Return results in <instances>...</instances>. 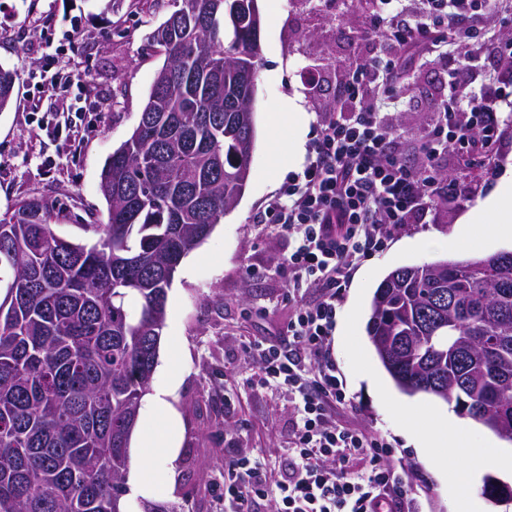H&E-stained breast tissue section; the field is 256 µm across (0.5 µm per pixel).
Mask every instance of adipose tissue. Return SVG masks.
Masks as SVG:
<instances>
[{
    "label": "adipose tissue",
    "instance_id": "adipose-tissue-1",
    "mask_svg": "<svg viewBox=\"0 0 512 512\" xmlns=\"http://www.w3.org/2000/svg\"><path fill=\"white\" fill-rule=\"evenodd\" d=\"M490 219L470 214L464 221L472 231L466 239L457 241L460 250L472 249L476 240L495 234L512 236V173L504 174L497 194L488 205ZM178 382L169 379L158 385L145 398L146 413L158 423L157 436L143 439L129 450L127 482L130 497L148 498L157 488L168 481L172 464L177 455L176 431L179 414L174 406ZM470 430L455 416H447L444 422L434 424L424 444L429 448H450L454 463H462L465 456L466 438Z\"/></svg>",
    "mask_w": 512,
    "mask_h": 512
}]
</instances>
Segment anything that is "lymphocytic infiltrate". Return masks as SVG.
<instances>
[{
	"label": "lymphocytic infiltrate",
	"mask_w": 512,
	"mask_h": 512,
	"mask_svg": "<svg viewBox=\"0 0 512 512\" xmlns=\"http://www.w3.org/2000/svg\"><path fill=\"white\" fill-rule=\"evenodd\" d=\"M400 2L377 0L367 21L369 33L392 41L397 54L345 79L341 92L353 112L322 124L309 162L264 211L293 243L284 259L293 309L287 342L254 341L245 353L257 365L259 385L291 399V456L277 480L260 457L225 460L224 512H255L261 500L274 502L276 512H414L408 482L388 462V439L336 422L337 407L348 403L331 353L336 305L354 268L440 196V156L493 148L504 95L497 87L473 85L469 73L476 57L449 58L451 104L422 146L421 165H407L391 148L369 90L397 92L405 55L449 39L469 41L467 21L489 0H425L416 19L403 18ZM312 288L321 298L309 304L303 296ZM357 461L364 470H354Z\"/></svg>",
	"instance_id": "1"
}]
</instances>
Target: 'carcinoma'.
<instances>
[{"instance_id": "cac0c4a2", "label": "carcinoma", "mask_w": 512, "mask_h": 512, "mask_svg": "<svg viewBox=\"0 0 512 512\" xmlns=\"http://www.w3.org/2000/svg\"><path fill=\"white\" fill-rule=\"evenodd\" d=\"M248 2L182 0L148 36L164 63L103 166L97 243L58 236L36 198L0 220V512H121L167 290L248 180L254 115L239 74L261 61L259 28L241 20ZM14 77L0 67V112ZM446 264L390 272L367 336L401 391L440 388L458 412L512 436V297L495 286L512 283V261L471 288L467 311Z\"/></svg>"}]
</instances>
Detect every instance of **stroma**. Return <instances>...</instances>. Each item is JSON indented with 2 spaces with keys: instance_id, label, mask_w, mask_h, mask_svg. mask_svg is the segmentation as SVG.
Here are the masks:
<instances>
[{
  "instance_id": "35a3bbf8",
  "label": "stroma",
  "mask_w": 512,
  "mask_h": 512,
  "mask_svg": "<svg viewBox=\"0 0 512 512\" xmlns=\"http://www.w3.org/2000/svg\"><path fill=\"white\" fill-rule=\"evenodd\" d=\"M262 65L255 80V147L245 191L235 208L181 262L167 292L166 320L151 383L163 379L169 362L179 380L175 407L180 415L174 484L150 499L131 503V512H220L224 461L239 454L263 457L273 474L288 464L292 403L286 394L260 388L258 372L244 348L257 339L284 337L292 308L288 270L282 259L291 248L278 227L265 223L264 208L293 172L307 161L329 115L350 112L340 94L344 78L370 61L395 54L387 40L367 37L373 0H347L328 9L325 0H257ZM175 0H0V66L15 70L12 102L0 112V219L17 204L41 199L56 234L92 245L107 220L99 190L107 158L137 127L164 59L147 36L176 10ZM81 14L84 35L58 59L75 69L87 107L57 132L50 113L52 90L42 78L44 40L61 37L68 12ZM471 43L447 41L417 55L402 74V96L381 110L382 122L401 157L422 159L421 146L448 98V72L438 63L448 51L467 57L512 41V0H492L476 24ZM298 100L302 118L293 121L288 103ZM302 149L291 153L292 139ZM512 169V120L503 122L485 168L452 154L440 166L455 184L451 196L426 207L381 253L361 262L337 312L332 352L352 406L338 424L381 433L391 441V465L414 491L417 512H459L461 493L480 495L494 474L484 447L511 442L471 423L469 457L448 465L447 449L421 454L404 428L402 413H441L454 406L437 397L408 395L393 383L366 334L373 293L391 271L440 260H458L454 248L466 235L464 216L478 212ZM253 277H246V270Z\"/></svg>"
}]
</instances>
